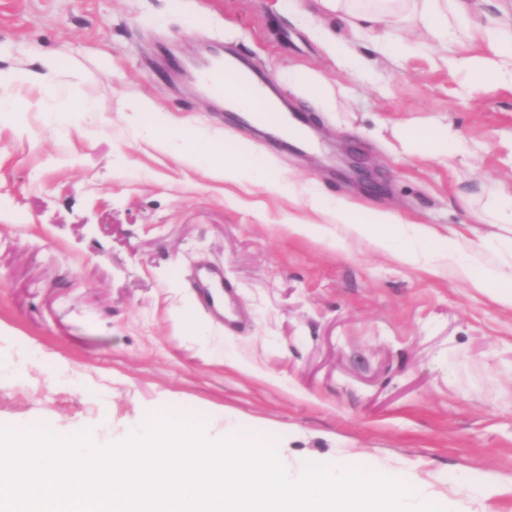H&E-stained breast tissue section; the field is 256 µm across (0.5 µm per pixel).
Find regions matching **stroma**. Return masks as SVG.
Returning a JSON list of instances; mask_svg holds the SVG:
<instances>
[{
	"label": "stroma",
	"mask_w": 512,
	"mask_h": 512,
	"mask_svg": "<svg viewBox=\"0 0 512 512\" xmlns=\"http://www.w3.org/2000/svg\"><path fill=\"white\" fill-rule=\"evenodd\" d=\"M0 0V68L55 56L65 96L0 116V365L38 360L0 379V426L90 430L123 441L155 411L203 416L214 436L244 430L301 462L340 457L430 484L446 512L459 483L488 474L499 493L460 512H512V308L466 284L426 276L392 255L292 234L330 225L304 198H347L404 221L505 235L479 217L512 188V79L471 94L442 48L361 75L314 32L350 37L314 0ZM215 42L249 58L314 121L303 153L254 143L188 82L172 79ZM307 69L327 95L290 83ZM87 111L67 114L70 99ZM266 161L261 179L230 186L159 148L128 100ZM429 126L455 158L403 139ZM204 262L220 264L251 318L225 330L193 298ZM192 310L199 331L182 314Z\"/></svg>",
	"instance_id": "35a3bbf8"
}]
</instances>
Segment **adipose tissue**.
<instances>
[{"instance_id": "1", "label": "adipose tissue", "mask_w": 512, "mask_h": 512, "mask_svg": "<svg viewBox=\"0 0 512 512\" xmlns=\"http://www.w3.org/2000/svg\"><path fill=\"white\" fill-rule=\"evenodd\" d=\"M322 11L336 14L357 31L379 32L395 24H414L438 43L448 39L475 47L473 55L452 57L449 67L471 72L470 89L479 92L485 85L499 82L502 71L512 65V37H505L492 18L475 20L463 9L461 0H318ZM38 69L16 67L0 70V88L29 84L37 86L43 97L60 93L53 76L57 61L39 58ZM129 109L138 121L147 122L151 132L163 142L179 143L183 160L203 163L209 175L227 183L240 184L256 169L258 160L237 152L227 144L207 141L188 125L174 126L159 122L161 109L152 102L135 99ZM309 209L332 211L336 223L335 244L348 249L357 242L378 252H388L402 264L433 276H449L487 294L494 302L512 307V272H505L500 262L512 260V238L494 241L472 239L456 231L440 238L424 224H408L394 214L381 211L357 212L344 201L326 205L312 197Z\"/></svg>"}]
</instances>
